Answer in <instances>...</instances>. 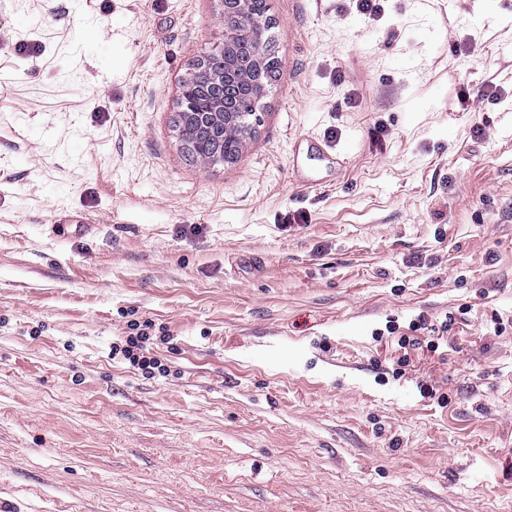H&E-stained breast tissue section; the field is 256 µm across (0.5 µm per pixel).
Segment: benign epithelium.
<instances>
[{
	"instance_id": "7a95c632",
	"label": "benign epithelium",
	"mask_w": 512,
	"mask_h": 512,
	"mask_svg": "<svg viewBox=\"0 0 512 512\" xmlns=\"http://www.w3.org/2000/svg\"><path fill=\"white\" fill-rule=\"evenodd\" d=\"M249 5L250 0H223V39L192 65L181 86L176 132L184 149L205 167L233 162L258 122L256 113L241 111L237 99L244 86L257 97L264 92V66L270 59L261 25L250 35V62L240 61L239 27L248 17Z\"/></svg>"
}]
</instances>
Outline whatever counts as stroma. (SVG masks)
I'll return each instance as SVG.
<instances>
[{
	"label": "stroma",
	"instance_id": "obj_1",
	"mask_svg": "<svg viewBox=\"0 0 512 512\" xmlns=\"http://www.w3.org/2000/svg\"><path fill=\"white\" fill-rule=\"evenodd\" d=\"M270 4L206 168L220 0H0L12 512H512V0ZM220 22L224 29L221 42L190 68L178 99V124L175 126L184 149L204 167L233 162L244 148L258 122L256 112H240L236 98L239 89L250 86L256 97L266 87L264 66L269 60L266 30L263 25L251 32L250 62L240 61L243 36L239 27L247 19L250 0H222ZM205 75L200 80L199 75ZM204 99L200 110L196 103ZM224 138L238 142V151L224 152Z\"/></svg>",
	"mask_w": 512,
	"mask_h": 512
}]
</instances>
